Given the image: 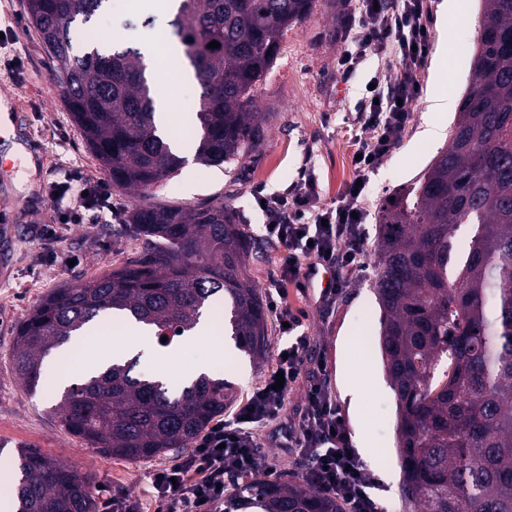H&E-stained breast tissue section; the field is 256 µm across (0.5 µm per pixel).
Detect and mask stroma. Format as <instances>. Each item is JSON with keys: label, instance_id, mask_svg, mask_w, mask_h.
Here are the masks:
<instances>
[{"label": "stroma", "instance_id": "stroma-1", "mask_svg": "<svg viewBox=\"0 0 512 512\" xmlns=\"http://www.w3.org/2000/svg\"><path fill=\"white\" fill-rule=\"evenodd\" d=\"M444 0H432L427 25L432 48L419 70L420 97L412 106L410 121L398 144L370 177L365 206L370 236L379 232V213L386 199L411 185L427 170L433 158L449 144L455 112L432 114L437 48L444 37L441 23ZM127 0H109L92 29L74 34L79 45L90 39L110 43L113 37L133 42L140 29L123 28L135 18ZM336 14L326 0H318L313 12L288 30L274 66L267 72L256 96V109L269 113L267 136L253 153L221 166L188 159L175 176L155 187L156 200L193 205L223 197L259 236L265 222L254 197L258 193L285 191L297 180L302 166H311L318 180L321 200L335 204L344 185L352 180L351 156L363 129L352 120L353 112L377 77L391 78L401 67L395 46L369 55L356 71L337 70L341 41L332 39ZM477 38L464 40V55L450 56L444 65V84L449 98L461 101L471 84L472 55ZM0 97L18 101L24 108L16 139L29 146L28 158H6L0 146V162L8 180L0 186V202L15 210L14 222L0 235V470H13L16 451L36 448L45 456L68 465L81 475H91L104 492L121 489L139 503L138 512H156L147 492L153 469L176 463L166 454L138 462L106 456L81 437L68 432L52 406L62 377L79 380L88 358L104 363L108 348L90 354L72 351L67 364L48 361L46 380L37 394H29L13 371L15 336L19 326L53 289L77 286L121 267L134 242L123 222L138 204L137 196L116 190L112 208L86 224L59 229L63 253L53 257L43 250L40 232L54 220L45 195L48 182L81 170L96 180L108 174L84 143L79 128L67 112L61 90L53 81L39 34L31 27L24 0H0ZM440 129L438 139L420 134L427 119ZM373 273L364 271L337 295L319 288H289L294 314L310 338L305 364L325 362L327 387L339 407L351 438L365 436L367 445L358 454L365 475L376 485L377 501L388 512H408L400 495L401 474L396 462L397 407L383 369L377 338L380 309L372 288ZM208 358L215 375L230 381L236 403H243L268 372L246 353H218L212 340L188 347L168 369L171 391H179L181 372L197 358ZM357 385L367 391L363 412H355L347 390ZM304 404V389L296 387L280 417L258 436L260 469L268 478L301 480L305 469L297 449L286 447L290 431Z\"/></svg>", "mask_w": 512, "mask_h": 512}]
</instances>
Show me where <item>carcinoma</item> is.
I'll use <instances>...</instances> for the list:
<instances>
[{
    "mask_svg": "<svg viewBox=\"0 0 512 512\" xmlns=\"http://www.w3.org/2000/svg\"><path fill=\"white\" fill-rule=\"evenodd\" d=\"M109 0H25L50 75L112 185L143 203L125 221L137 247L124 266L33 309L15 337L13 366L37 391L44 359L102 316L131 319L167 342L191 331L213 298L227 328L258 361L266 309L246 275L255 250L246 225L219 198L194 206L151 201L185 164L159 132L157 84L140 49L73 34ZM170 22L200 88L196 159L222 165L265 141L256 93L290 27L316 0H177ZM473 78L448 147L408 193L381 208L372 283L380 346L398 410L397 464L410 512H512V0H482ZM212 41L219 47L210 48ZM471 227L461 246L460 227ZM114 361L64 389L54 413L99 452L144 459L188 447L234 399L201 376L178 393ZM16 512H99L90 478L33 448L18 450ZM347 512L306 483L240 475L224 512Z\"/></svg>",
    "mask_w": 512,
    "mask_h": 512,
    "instance_id": "cac0c4a2",
    "label": "carcinoma"
}]
</instances>
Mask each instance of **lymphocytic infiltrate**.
<instances>
[{"label":"lymphocytic infiltrate","instance_id":"lymphocytic-infiltrate-1","mask_svg":"<svg viewBox=\"0 0 512 512\" xmlns=\"http://www.w3.org/2000/svg\"><path fill=\"white\" fill-rule=\"evenodd\" d=\"M354 36L342 47L337 64L342 73L354 71L371 47L395 43L403 69L387 85H376L356 113V121L372 126L375 137L359 141L358 158L352 164L356 178L346 184L336 205L322 203L310 169H302L287 191L265 197L264 237L277 246L279 274L268 289L269 307L291 344L276 355L274 365L232 419L216 421L191 451L174 465L154 470L150 494L161 512H224L223 486L230 474L250 471L258 462L254 434L264 423L277 419L303 376L306 336L297 332L298 321L288 302V285L304 287L310 272L304 260L328 265L336 272V288L367 266V217L360 183L368 181L399 142L419 98L418 71L431 48L425 30L428 0H361ZM48 198L56 210V222L44 226L41 236L47 248L58 246L57 225L84 224L109 208L111 195L104 182L91 181L82 172L52 183ZM288 439L292 447L310 457L307 484L345 498L351 512H383L371 495L353 448L348 428L331 401L323 379L312 378L305 391L304 410Z\"/></svg>","mask_w":512,"mask_h":512}]
</instances>
